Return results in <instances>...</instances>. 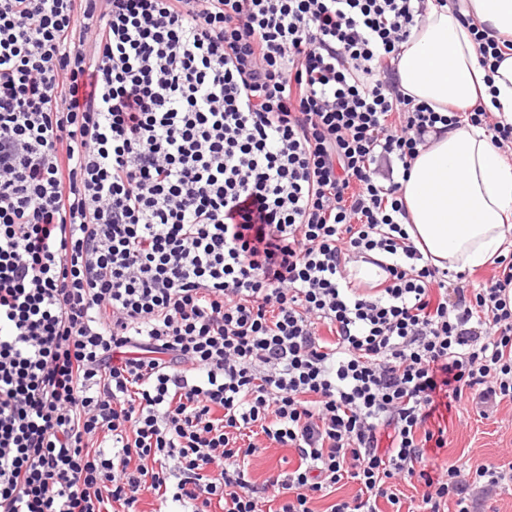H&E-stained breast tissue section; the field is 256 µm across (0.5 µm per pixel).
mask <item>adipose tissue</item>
Here are the masks:
<instances>
[{"label":"adipose tissue","instance_id":"1","mask_svg":"<svg viewBox=\"0 0 512 512\" xmlns=\"http://www.w3.org/2000/svg\"><path fill=\"white\" fill-rule=\"evenodd\" d=\"M465 15L489 38L512 39V0H466L460 11L426 0L422 23L394 61L396 83L440 112L480 105L512 119V55L488 73L461 22ZM401 193L406 229L432 264L462 271L512 251V163L483 129L463 123L429 134Z\"/></svg>","mask_w":512,"mask_h":512}]
</instances>
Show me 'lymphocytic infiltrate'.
<instances>
[{
	"instance_id": "1",
	"label": "lymphocytic infiltrate",
	"mask_w": 512,
	"mask_h": 512,
	"mask_svg": "<svg viewBox=\"0 0 512 512\" xmlns=\"http://www.w3.org/2000/svg\"><path fill=\"white\" fill-rule=\"evenodd\" d=\"M422 0H0V512H481L436 463L512 399V253L425 261L401 178L468 122L380 72ZM384 255L383 279L349 265ZM298 464L263 482L257 436Z\"/></svg>"
}]
</instances>
